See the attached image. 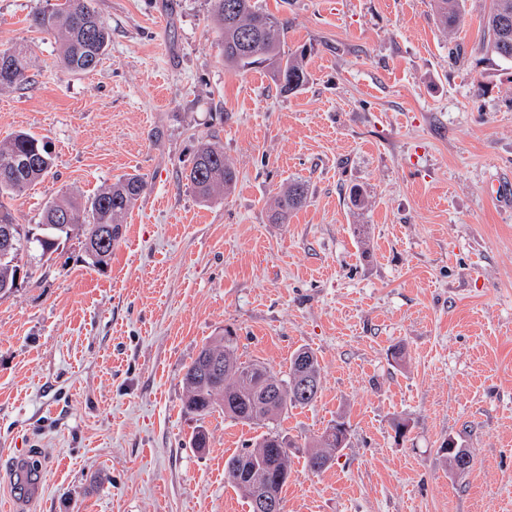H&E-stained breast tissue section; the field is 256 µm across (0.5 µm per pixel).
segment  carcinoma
<instances>
[{
    "label": "carcinoma",
    "mask_w": 512,
    "mask_h": 512,
    "mask_svg": "<svg viewBox=\"0 0 512 512\" xmlns=\"http://www.w3.org/2000/svg\"><path fill=\"white\" fill-rule=\"evenodd\" d=\"M465 0H431L437 25L448 31L459 21ZM211 18L219 32L224 51V66L236 72L262 67L281 90L293 93L308 81L303 64L304 53L285 51L287 27L284 22L262 9L257 0H212ZM30 26L57 36L63 67L72 73L96 70L111 40L109 28L93 0H56L38 9L30 17ZM488 38L483 40L486 53L512 61V0H490L484 17ZM30 57L21 45L0 49V90L29 80ZM44 138L19 131L0 141V235L11 230L16 247L11 256L0 258V295L13 292L23 257H44L56 253L72 237H83L88 264L99 270L107 268L112 250L122 237L123 218L146 188L144 178L130 174L101 188L91 199L76 194L63 195L47 202L42 222L23 225L13 215L10 201L46 176L53 166L51 151ZM183 177L203 203L226 195L235 182V171L224 158V150L211 142L200 143L190 168ZM308 187L301 181L274 200L269 219L273 224L288 223L291 212L304 206ZM112 229L111 242L103 247L100 233ZM237 337L230 330L205 344L186 367L183 382L186 394L183 409L205 416L217 409L224 416L249 426L266 429L253 448L231 456L224 464V481L249 497L250 489L239 471L240 459L251 458V466L282 494L291 471L292 448L296 443L275 427V422L292 408L311 405L321 389V368L315 353L308 348L296 350L289 359L288 371L275 374L265 363L242 362L236 355ZM306 355L316 378V390L304 397L296 392L299 369L297 359ZM220 361L209 368L211 359ZM268 382L281 391L270 406L257 392L258 382ZM349 423L342 414L330 421L312 441L307 467L321 472L331 466L348 446Z\"/></svg>",
    "instance_id": "obj_1"
}]
</instances>
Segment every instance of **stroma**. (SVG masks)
I'll return each mask as SVG.
<instances>
[{"instance_id": "stroma-1", "label": "stroma", "mask_w": 512, "mask_h": 512, "mask_svg": "<svg viewBox=\"0 0 512 512\" xmlns=\"http://www.w3.org/2000/svg\"><path fill=\"white\" fill-rule=\"evenodd\" d=\"M260 3L306 52L297 92L225 69L209 0H94L111 41L88 75L30 27L47 0H0V45L31 58L0 91V140L26 130L54 157L18 222L147 182L107 268L73 238L0 297V512H249L224 463L260 429L182 409L185 366L228 328L274 373L302 347L321 366L315 402L279 421L284 512H512V204L487 188L512 184V62L481 48L488 0L450 36L430 0ZM203 141L236 172L212 204L182 177ZM297 179L306 204L270 223ZM339 414L348 447L309 471L305 442Z\"/></svg>"}]
</instances>
